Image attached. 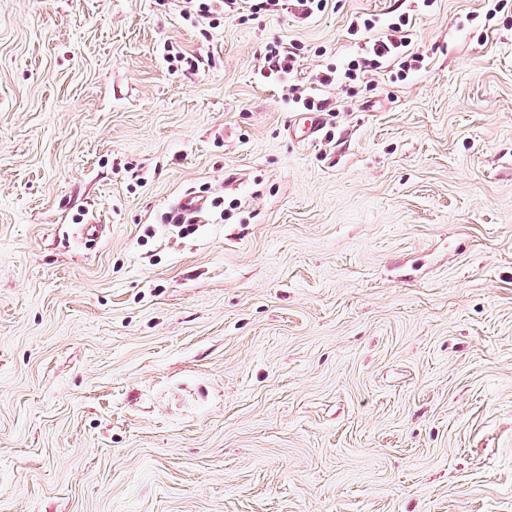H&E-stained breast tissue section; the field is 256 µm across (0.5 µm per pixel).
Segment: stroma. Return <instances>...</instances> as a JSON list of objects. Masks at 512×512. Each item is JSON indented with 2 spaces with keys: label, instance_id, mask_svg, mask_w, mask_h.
I'll return each mask as SVG.
<instances>
[{
  "label": "stroma",
  "instance_id": "35a3bbf8",
  "mask_svg": "<svg viewBox=\"0 0 512 512\" xmlns=\"http://www.w3.org/2000/svg\"><path fill=\"white\" fill-rule=\"evenodd\" d=\"M184 7L0 0V512H512V0ZM213 2H221L222 3V12L224 13V8L228 7L229 10L235 9L237 5V10L243 9L251 11L252 14L258 13L260 10L265 11H273L274 7L279 5L280 0H187V3L192 4L190 7L196 17L201 19L211 18L213 14L217 13V5H214ZM257 2V3H251ZM241 4H245L242 6ZM258 10V11H257ZM408 22V17L406 19V17L400 15L397 22L388 24L387 28L390 32L367 41L370 45L365 56H361L360 60H351L348 63V68L345 70L344 77L354 81L366 72L380 69L384 60L398 55H403L406 58V60L400 63V72L404 74L406 70L409 71L412 68V63L419 62L421 55L413 51L405 54L410 49H404L408 48L411 44V41L408 40L409 34H407V31H404ZM295 56L296 54L288 51L286 47L278 42H273L266 45L262 68L267 67L271 72L276 71V73H283L290 77L295 71ZM293 93L290 101L294 104L300 105V107L309 111L307 115L304 117V125L306 128L307 138H316L319 131L326 124V112H312V111H321L324 107L323 101H317L315 98L309 97L306 94V90L299 87V85H293ZM171 212L176 219L191 215L193 220L200 222L204 213V200L192 194L184 195L177 200Z\"/></svg>",
  "mask_w": 512,
  "mask_h": 512
}]
</instances>
